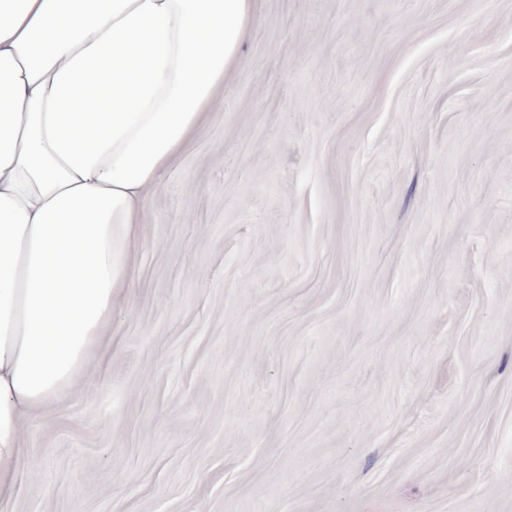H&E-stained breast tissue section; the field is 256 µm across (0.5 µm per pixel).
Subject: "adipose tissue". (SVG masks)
Listing matches in <instances>:
<instances>
[{
    "instance_id": "ef3b65f1",
    "label": "adipose tissue",
    "mask_w": 512,
    "mask_h": 512,
    "mask_svg": "<svg viewBox=\"0 0 512 512\" xmlns=\"http://www.w3.org/2000/svg\"><path fill=\"white\" fill-rule=\"evenodd\" d=\"M257 0H0V501L22 425L112 328L142 213Z\"/></svg>"
}]
</instances>
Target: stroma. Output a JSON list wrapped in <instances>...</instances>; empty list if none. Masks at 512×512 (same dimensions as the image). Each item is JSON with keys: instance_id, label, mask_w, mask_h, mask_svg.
Here are the masks:
<instances>
[{"instance_id": "obj_1", "label": "stroma", "mask_w": 512, "mask_h": 512, "mask_svg": "<svg viewBox=\"0 0 512 512\" xmlns=\"http://www.w3.org/2000/svg\"><path fill=\"white\" fill-rule=\"evenodd\" d=\"M218 106L0 512H512V0H257Z\"/></svg>"}]
</instances>
